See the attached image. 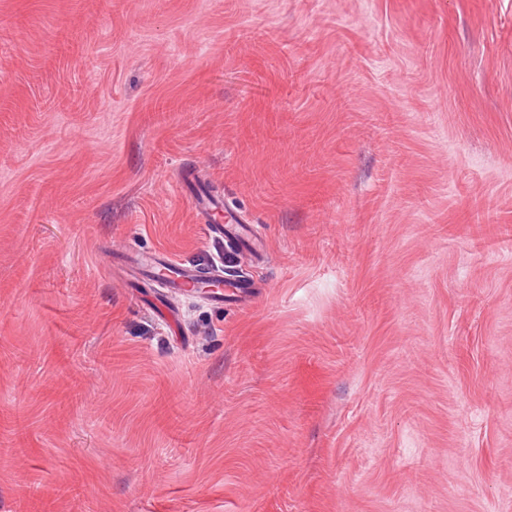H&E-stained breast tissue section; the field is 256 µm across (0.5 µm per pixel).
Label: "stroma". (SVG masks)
Here are the masks:
<instances>
[{
	"mask_svg": "<svg viewBox=\"0 0 512 512\" xmlns=\"http://www.w3.org/2000/svg\"><path fill=\"white\" fill-rule=\"evenodd\" d=\"M0 512H512V0H0ZM160 262H158L156 259H151L150 261L145 260V264L148 265H154L153 270L157 266L156 264L160 265L161 267H167L171 271V279L174 286H177L179 288H190L192 283L196 281L197 278L201 277V275L193 268L185 266L174 259L170 257H162L158 259Z\"/></svg>",
	"mask_w": 512,
	"mask_h": 512,
	"instance_id": "1",
	"label": "stroma"
}]
</instances>
